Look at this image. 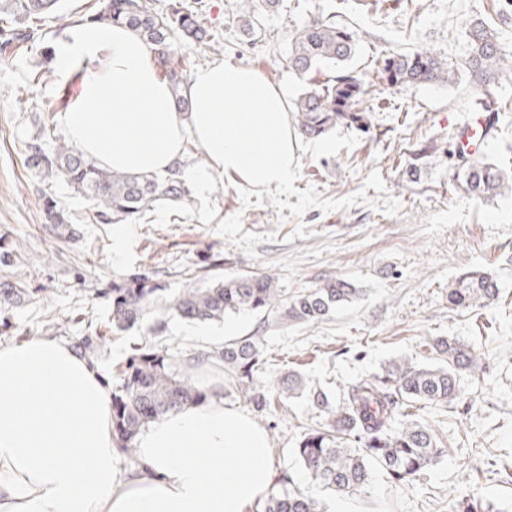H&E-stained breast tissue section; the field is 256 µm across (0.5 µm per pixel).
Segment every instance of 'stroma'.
Instances as JSON below:
<instances>
[{
	"label": "stroma",
	"mask_w": 512,
	"mask_h": 512,
	"mask_svg": "<svg viewBox=\"0 0 512 512\" xmlns=\"http://www.w3.org/2000/svg\"><path fill=\"white\" fill-rule=\"evenodd\" d=\"M196 2L218 41L205 47L175 40L173 60L183 76L213 62L235 63L260 73L290 103L311 81L337 73L325 68L309 79L291 70V33L316 15L347 26L357 40L349 68L366 90L369 130L339 126L318 139L297 138L295 176L288 186L263 191L184 153L187 204L163 201L139 220L99 223L87 198L27 162L34 137L46 131L62 137L58 115L81 93L79 77L58 81L54 51L104 4L61 0L60 18L39 22L34 41L0 60V254L7 256L0 282L22 288L19 297L0 298V346L36 336L72 344L99 337L92 361L112 386L132 347L158 343L184 359L219 348V333L228 340L254 336L262 348L259 381L274 385L295 371L307 387L339 396L389 360L435 363V340L452 336L476 350L481 367L462 376L460 399L414 412L448 453L408 484L377 475L372 500L383 503L382 512H451V501L464 492L491 512H512V196L486 204L453 184L461 159L456 138L489 107L498 115L481 152L512 168V70L491 95H477L465 33L467 23L483 20L512 53V13L503 14L499 0H280L261 11L251 37L242 30L238 0ZM425 49L446 59L455 83L379 82L385 56ZM47 195L74 237L60 236L48 222ZM472 268L497 280L499 298L481 308H450L449 282ZM136 271L166 288L154 304L158 311L181 288L240 275H274L290 296L335 276L362 294L305 324L273 313L208 322L167 313L159 335L150 315L129 330H113L103 292ZM224 403L269 434L274 492L301 491L328 512H371L362 498L318 485L298 462L303 426L317 419L307 396L278 399L259 412L229 387Z\"/></svg>",
	"instance_id": "1"
}]
</instances>
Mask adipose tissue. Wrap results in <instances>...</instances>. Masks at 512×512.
Here are the masks:
<instances>
[{
    "mask_svg": "<svg viewBox=\"0 0 512 512\" xmlns=\"http://www.w3.org/2000/svg\"><path fill=\"white\" fill-rule=\"evenodd\" d=\"M56 55L58 78L77 74L82 86L59 123L100 165L164 172L189 133L210 170L248 186L281 187L296 173L285 99L253 70L194 69L183 114L153 49L129 28L79 30ZM136 446L120 469L112 392L71 344L0 347V512H259L275 482L268 433L217 395L152 420Z\"/></svg>",
    "mask_w": 512,
    "mask_h": 512,
    "instance_id": "1",
    "label": "adipose tissue"
}]
</instances>
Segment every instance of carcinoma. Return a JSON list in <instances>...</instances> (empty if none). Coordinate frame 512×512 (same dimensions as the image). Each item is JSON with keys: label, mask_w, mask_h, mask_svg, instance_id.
Wrapping results in <instances>:
<instances>
[{"label": "carcinoma", "mask_w": 512, "mask_h": 512, "mask_svg": "<svg viewBox=\"0 0 512 512\" xmlns=\"http://www.w3.org/2000/svg\"><path fill=\"white\" fill-rule=\"evenodd\" d=\"M268 10L279 0H239L241 21L249 36L256 34L257 3ZM59 0H0V43L6 50L14 40L34 39V33L10 27L18 20L40 21L58 9ZM91 23L124 25L152 47L164 68L178 111H190L188 86L171 61L172 41L180 36L198 42L215 41L198 12L175 6L163 14L153 0H107L90 15ZM470 46L468 66L476 78L474 90L489 96L502 72L512 68L495 29L482 21L466 26ZM357 43L348 28L315 17L291 34L288 66L301 76L319 71L324 64L343 65L352 60ZM379 78L389 85L456 81L454 71L435 52L392 54L383 60ZM365 91L361 80L348 72L306 89L293 103L298 133L317 139L338 124L368 129L363 108ZM28 163L47 177L64 179L78 194L93 200L96 218L118 224L139 217L159 200L185 203L189 190L182 179V163L162 178L131 171H114L87 158L71 142L58 138L46 147L41 137L28 145ZM455 187L465 195L490 202L504 192L512 194V174L481 155L463 158ZM162 289L146 273H134L112 283V326L121 331L137 325L152 309ZM500 289L487 272L474 269L456 277L448 286V303L470 309L498 298ZM359 290L336 277L322 279L299 295L286 296L270 275H241L216 280L207 286L184 288L169 308L187 321L218 320L250 312H278L282 319L310 323L323 319L340 305L354 300ZM437 362L417 366L391 360L381 371L358 379L343 393L336 414L326 424L305 427L295 454L310 477L337 493L364 496L370 493L373 470H383L395 484L416 480L434 467L445 453L434 429L407 419L403 405L423 402L450 404L460 395L461 375L476 370L480 357L469 345L455 338H439L433 345ZM256 337L229 340L207 356L188 360L173 357L168 349L141 347L119 368L112 390V438L121 453L136 455L135 439L151 420L169 410L205 401L210 391L200 387L194 371L207 367L235 387L258 411L270 406V385L256 379L260 363ZM278 396L294 397L301 378L288 374L279 382ZM264 512H325L318 501L302 492L271 495ZM454 512H490V505L462 494Z\"/></svg>", "instance_id": "1"}]
</instances>
